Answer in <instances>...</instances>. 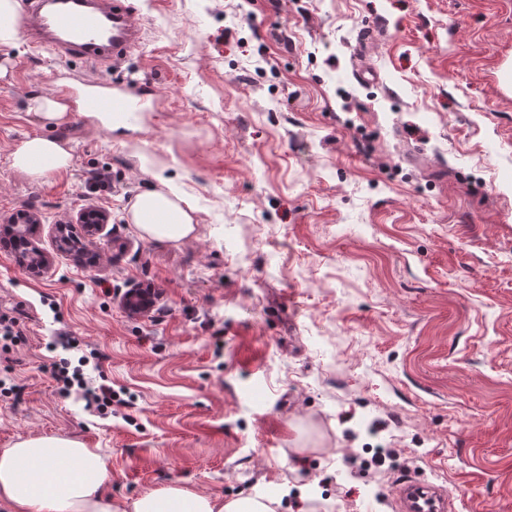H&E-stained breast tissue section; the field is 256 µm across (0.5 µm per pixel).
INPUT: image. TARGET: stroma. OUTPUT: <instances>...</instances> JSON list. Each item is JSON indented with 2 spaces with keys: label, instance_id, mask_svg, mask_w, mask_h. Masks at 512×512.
Masks as SVG:
<instances>
[{
  "label": "stroma",
  "instance_id": "stroma-1",
  "mask_svg": "<svg viewBox=\"0 0 512 512\" xmlns=\"http://www.w3.org/2000/svg\"><path fill=\"white\" fill-rule=\"evenodd\" d=\"M126 2L144 35L115 66L0 44V222L40 215L52 259L38 275L0 251L23 331L0 347V448L100 449L121 501L181 485L396 512L413 472L459 512H512V0ZM99 79L143 87V112L29 110ZM34 135L71 165L14 169ZM164 185L195 208L179 244L129 221ZM90 208L108 223L61 248ZM146 286L160 314H128ZM90 351L86 383L131 399L106 417L52 377ZM36 115L46 123H60L67 118L68 106L55 96H44L34 101Z\"/></svg>",
  "mask_w": 512,
  "mask_h": 512
}]
</instances>
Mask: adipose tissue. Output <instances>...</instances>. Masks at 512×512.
<instances>
[{"label": "adipose tissue", "instance_id": "1", "mask_svg": "<svg viewBox=\"0 0 512 512\" xmlns=\"http://www.w3.org/2000/svg\"><path fill=\"white\" fill-rule=\"evenodd\" d=\"M15 169L35 178L68 168L72 156L61 143L33 136L10 155ZM130 219L146 238L180 242L194 231L192 208L175 192L140 194ZM105 458L78 440L32 436L0 450V506L8 512H274L260 497L221 499L179 486L119 501L109 494Z\"/></svg>", "mask_w": 512, "mask_h": 512}]
</instances>
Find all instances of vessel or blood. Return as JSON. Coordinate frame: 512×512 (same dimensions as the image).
Masks as SVG:
<instances>
[{
    "mask_svg": "<svg viewBox=\"0 0 512 512\" xmlns=\"http://www.w3.org/2000/svg\"><path fill=\"white\" fill-rule=\"evenodd\" d=\"M27 28L33 46L64 59L110 65L125 58L141 40V26L123 0H24ZM61 96L76 99V109L105 115L119 124L130 120L136 106L124 92L76 97L60 88ZM397 512H454L453 499L440 486L415 474L396 484Z\"/></svg>",
    "mask_w": 512,
    "mask_h": 512,
    "instance_id": "obj_1",
    "label": "vessel or blood"
}]
</instances>
